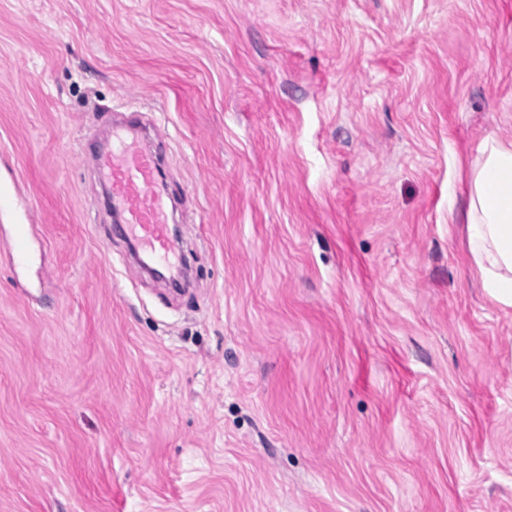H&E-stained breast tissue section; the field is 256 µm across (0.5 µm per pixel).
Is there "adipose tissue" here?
Listing matches in <instances>:
<instances>
[{"label":"adipose tissue","mask_w":512,"mask_h":512,"mask_svg":"<svg viewBox=\"0 0 512 512\" xmlns=\"http://www.w3.org/2000/svg\"><path fill=\"white\" fill-rule=\"evenodd\" d=\"M467 232L484 292L512 308V143L482 142L470 171Z\"/></svg>","instance_id":"obj_1"}]
</instances>
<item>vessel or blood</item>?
<instances>
[{"mask_svg":"<svg viewBox=\"0 0 512 512\" xmlns=\"http://www.w3.org/2000/svg\"><path fill=\"white\" fill-rule=\"evenodd\" d=\"M112 197L126 228L152 256L168 259L175 244L169 236L168 205L161 194L157 154L141 145H120L99 157Z\"/></svg>","mask_w":512,"mask_h":512,"instance_id":"obj_1","label":"vessel or blood"}]
</instances>
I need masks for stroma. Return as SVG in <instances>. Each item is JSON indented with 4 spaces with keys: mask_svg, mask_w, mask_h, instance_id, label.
I'll return each instance as SVG.
<instances>
[{
    "mask_svg": "<svg viewBox=\"0 0 512 512\" xmlns=\"http://www.w3.org/2000/svg\"><path fill=\"white\" fill-rule=\"evenodd\" d=\"M488 136L512 0H0V512H512V309L448 220ZM99 166L105 170L122 223L143 250L167 260L176 246L169 236L168 205L161 194L157 154L137 141L121 144L101 154Z\"/></svg>",
    "mask_w": 512,
    "mask_h": 512,
    "instance_id": "35a3bbf8",
    "label": "stroma"
}]
</instances>
